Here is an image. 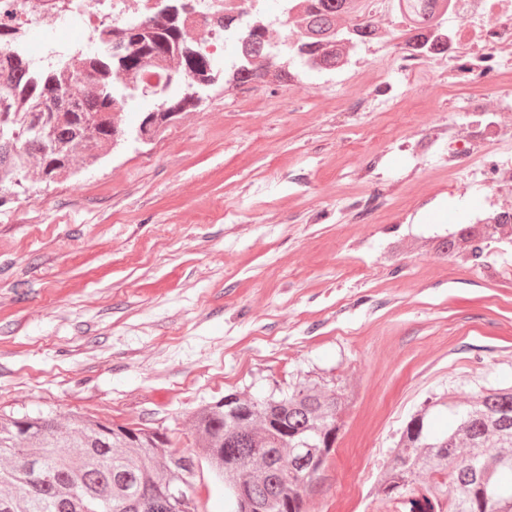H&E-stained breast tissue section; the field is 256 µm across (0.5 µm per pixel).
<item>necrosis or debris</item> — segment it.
I'll use <instances>...</instances> for the list:
<instances>
[{
	"label": "necrosis or debris",
	"instance_id": "obj_1",
	"mask_svg": "<svg viewBox=\"0 0 512 512\" xmlns=\"http://www.w3.org/2000/svg\"><path fill=\"white\" fill-rule=\"evenodd\" d=\"M154 0H0V25L10 39L0 52L26 62L32 71L61 70L74 77L106 47L104 30L114 20H155ZM253 0H194L182 15L186 35L203 53L209 54L235 41L232 31L223 27L225 16L252 12ZM441 18L448 27L446 46L418 54L407 49L399 63L412 72L436 70L440 82L458 78L467 72L480 73L483 79L498 80L503 70L512 67V0H450ZM77 37H68L71 28ZM43 32L40 43H31L29 31ZM468 111L483 117L484 123L469 131L467 137L448 146V154L458 166L473 159L472 142L485 139L493 152L492 166L480 174L486 184L512 182V135L505 133L491 116L483 96L471 98Z\"/></svg>",
	"mask_w": 512,
	"mask_h": 512
}]
</instances>
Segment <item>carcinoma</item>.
I'll return each instance as SVG.
<instances>
[{"label": "carcinoma", "instance_id": "cac0c4a2", "mask_svg": "<svg viewBox=\"0 0 512 512\" xmlns=\"http://www.w3.org/2000/svg\"><path fill=\"white\" fill-rule=\"evenodd\" d=\"M431 28L435 0H404ZM191 0H163L168 15L162 28H149L132 43V56L121 61L101 55L92 67L103 69L106 89L95 92L79 78L36 77L23 65L0 71V193L24 188V157H39V173L73 166L72 157L105 153L111 132L96 114L113 107L118 115L132 93L112 89L107 74L114 69L160 76L155 106L191 107L194 86L187 72L203 74L213 60L196 50L184 54L179 42V16ZM303 24L285 28L281 42L291 63L304 65L310 56L336 59L330 44L356 49L375 31L356 23L342 24L344 0H304ZM250 47L247 56L224 66V87L248 85L264 76L272 51L270 26L239 19L224 20ZM177 74L172 84L165 75ZM69 87L70 102L51 108L50 88ZM492 241L512 244V221L468 224L436 245L450 256L477 253ZM351 400L347 385L300 381L264 400L236 392L213 407L201 409L193 429L201 451L224 481L231 512H306L314 482L325 468L340 431L339 422ZM447 409L444 430L431 423L433 411ZM168 437L156 430L110 427L73 417L68 424L51 414L0 417V512H171L164 494L182 490L179 512H190L189 478L198 458L168 449ZM374 500L386 512H512V386L490 387L471 403H424L407 421L391 462L379 480Z\"/></svg>", "mask_w": 512, "mask_h": 512}]
</instances>
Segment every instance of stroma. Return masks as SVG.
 Segmentation results:
<instances>
[{
    "instance_id": "stroma-1",
    "label": "stroma",
    "mask_w": 512,
    "mask_h": 512,
    "mask_svg": "<svg viewBox=\"0 0 512 512\" xmlns=\"http://www.w3.org/2000/svg\"><path fill=\"white\" fill-rule=\"evenodd\" d=\"M389 30L361 52L377 73L214 85L150 143L1 201L0 415L156 429L191 451L192 414L224 394L343 380L355 397L307 510L374 512L426 399L511 386L512 249L432 247L512 197L448 166L485 85L421 93ZM369 83L380 110L344 111ZM191 483L194 512H231L207 459Z\"/></svg>"
}]
</instances>
